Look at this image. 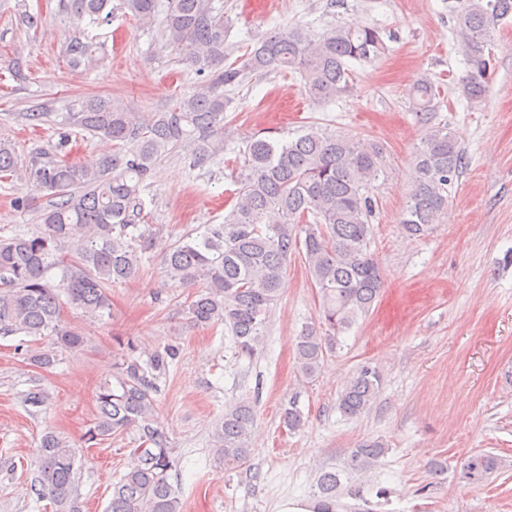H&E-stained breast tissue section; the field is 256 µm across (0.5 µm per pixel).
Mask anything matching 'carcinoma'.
Segmentation results:
<instances>
[{"mask_svg": "<svg viewBox=\"0 0 512 512\" xmlns=\"http://www.w3.org/2000/svg\"><path fill=\"white\" fill-rule=\"evenodd\" d=\"M112 0H59L61 14L72 26L112 21ZM119 9L146 26L160 22V39L183 55L207 79L177 99L173 107L140 120L117 98L74 101L67 125L115 142V151L94 163L75 166L41 151L27 158L0 139V179L19 181L48 192L51 204L39 215L41 228L0 239V336L55 337L52 346L31 352V365L48 370L56 349L78 350L82 334L61 324V296L96 317L110 309L112 284L134 278L142 255L152 251L154 236L146 221L143 193L150 188L157 164L179 149L199 167L224 154V114L233 103L228 89L252 73L291 69L303 80L312 101L332 102L350 88L349 62L371 61L387 46L376 26L340 24L321 35L300 25L276 26L247 45L246 52L226 65L224 41L229 19L218 0H120ZM512 17V0H458L456 38L465 57L460 82L467 108L479 111L486 101V78L493 62L499 26ZM97 47L81 38L66 47L74 70L97 61ZM438 86L424 78L415 88L413 109L422 122L436 109ZM244 164L224 223L188 234L163 255L170 279L197 289L187 305L194 326L223 325L238 351L258 354L270 310L278 300L288 259L305 258L311 282L321 299L318 323L305 326L296 342L299 373L313 379L336 352L339 337L373 309L383 289L382 275L370 251L375 213L373 183L382 173V148L373 142L309 126L287 142L256 135L243 141ZM468 164L456 135L447 127L430 126L413 153V178L402 210L405 233L422 237L440 222L450 189ZM71 248L62 256L63 244ZM62 271L53 286L47 274ZM122 350L113 382L96 395L92 423L84 434L87 446L133 429L138 447L130 449L127 471L112 485L105 512H181L169 482L177 460L167 437L153 426L158 383L180 356L177 345L140 350L131 337H115ZM380 388V374L360 366L336 400V410L351 420L368 414ZM49 392L34 386L23 394L25 406L42 410ZM255 409L241 400L224 409L215 424L212 451L226 470L245 465L250 457L249 433ZM282 422L296 432L305 425L293 402ZM387 448L366 439L351 449L340 470L317 479L321 512H333L340 474L373 469ZM32 480L37 498H48L55 512H80L75 481L78 453L67 441L45 433ZM512 466L491 453L467 457L461 478L481 485Z\"/></svg>", "mask_w": 512, "mask_h": 512, "instance_id": "cac0c4a2", "label": "carcinoma"}]
</instances>
